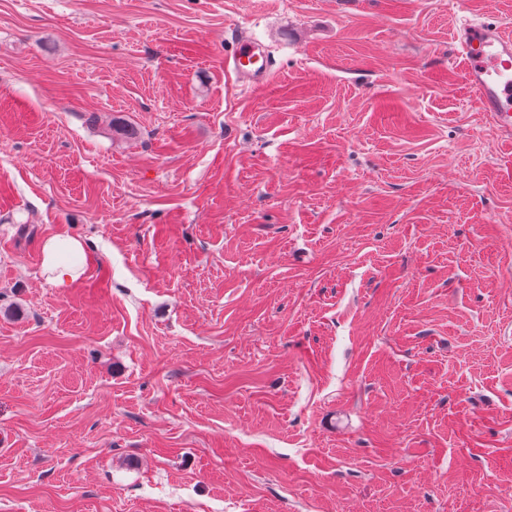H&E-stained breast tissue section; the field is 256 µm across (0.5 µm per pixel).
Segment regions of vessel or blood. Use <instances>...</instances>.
I'll use <instances>...</instances> for the list:
<instances>
[{"instance_id": "b4317fda", "label": "vessel or blood", "mask_w": 512, "mask_h": 512, "mask_svg": "<svg viewBox=\"0 0 512 512\" xmlns=\"http://www.w3.org/2000/svg\"><path fill=\"white\" fill-rule=\"evenodd\" d=\"M453 58L462 66L466 84L501 138L512 142V32L473 16H462L455 31ZM256 46L241 41L233 63L246 82L268 81L267 72L250 69Z\"/></svg>"}]
</instances>
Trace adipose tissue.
Returning a JSON list of instances; mask_svg holds the SVG:
<instances>
[{"mask_svg":"<svg viewBox=\"0 0 512 512\" xmlns=\"http://www.w3.org/2000/svg\"><path fill=\"white\" fill-rule=\"evenodd\" d=\"M42 272L48 283L65 288L86 271L87 250L83 241L66 233L47 237L41 246Z\"/></svg>","mask_w":512,"mask_h":512,"instance_id":"obj_1","label":"adipose tissue"}]
</instances>
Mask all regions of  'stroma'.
Instances as JSON below:
<instances>
[{
  "label": "stroma",
  "instance_id": "stroma-1",
  "mask_svg": "<svg viewBox=\"0 0 512 512\" xmlns=\"http://www.w3.org/2000/svg\"><path fill=\"white\" fill-rule=\"evenodd\" d=\"M462 5L512 30L0 0V512H512V145L448 63ZM255 50V44L247 40H242L233 57V63L239 73L244 76L245 82L256 84L268 81L269 73H267V71H260V67L251 71L244 68L251 63V59L255 55ZM42 272L48 283L66 288L86 271L87 250L83 241L66 233L47 237L41 246Z\"/></svg>",
  "mask_w": 512,
  "mask_h": 512
}]
</instances>
